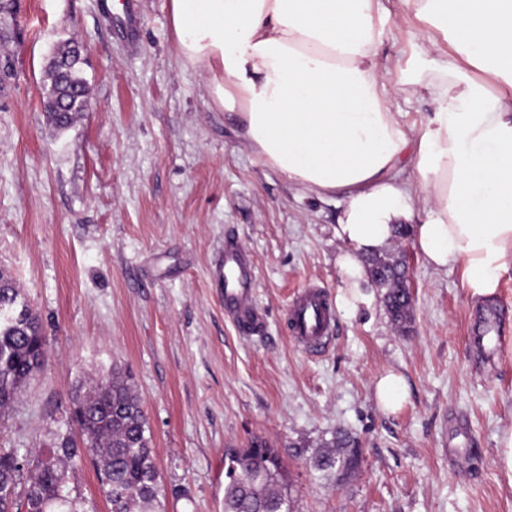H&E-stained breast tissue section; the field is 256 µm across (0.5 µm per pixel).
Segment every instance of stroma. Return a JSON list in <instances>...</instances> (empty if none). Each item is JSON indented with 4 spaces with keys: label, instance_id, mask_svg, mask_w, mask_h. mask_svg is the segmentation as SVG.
Here are the masks:
<instances>
[{
    "label": "stroma",
    "instance_id": "35a3bbf8",
    "mask_svg": "<svg viewBox=\"0 0 512 512\" xmlns=\"http://www.w3.org/2000/svg\"><path fill=\"white\" fill-rule=\"evenodd\" d=\"M394 19L377 47L396 83L432 66L423 26ZM136 44L98 0H0V269L42 322L48 360L0 417V448L39 454L70 427L76 381L126 366L152 434L163 512H224V455L276 448L290 512H512L497 464L512 424V273L492 304L406 240L413 293L398 331L381 288L343 301L337 200L264 165L179 53L168 0H138ZM77 40L91 103L66 131L43 109L55 47ZM234 235L253 257L267 332L239 331L211 271ZM321 286L337 333L318 357L284 332L288 305ZM494 308L498 336L470 316ZM409 396L383 410L375 384ZM354 437L333 447L337 433ZM331 466H323L322 457ZM375 395L379 405L388 412L402 408L408 397V388L402 375L389 372L375 384Z\"/></svg>",
    "mask_w": 512,
    "mask_h": 512
}]
</instances>
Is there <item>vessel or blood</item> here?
<instances>
[{
  "mask_svg": "<svg viewBox=\"0 0 512 512\" xmlns=\"http://www.w3.org/2000/svg\"><path fill=\"white\" fill-rule=\"evenodd\" d=\"M213 283L221 290L225 313L242 332L250 335L264 332L265 315L254 300L253 258L233 237L224 239V253ZM334 326V309L320 288L305 287L295 295L286 313V331L298 348L312 354L319 352L330 341Z\"/></svg>",
  "mask_w": 512,
  "mask_h": 512,
  "instance_id": "1",
  "label": "vessel or blood"
}]
</instances>
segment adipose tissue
<instances>
[{
  "label": "adipose tissue",
  "instance_id": "1",
  "mask_svg": "<svg viewBox=\"0 0 512 512\" xmlns=\"http://www.w3.org/2000/svg\"><path fill=\"white\" fill-rule=\"evenodd\" d=\"M401 3L448 44L447 65L408 80L437 105L419 129L398 112L391 71L377 61L389 21L379 0H169V10L182 55L257 158L341 201L349 292L363 257L406 224L424 263L459 269L490 298L512 272V0ZM469 67L500 92L467 77Z\"/></svg>",
  "mask_w": 512,
  "mask_h": 512
}]
</instances>
